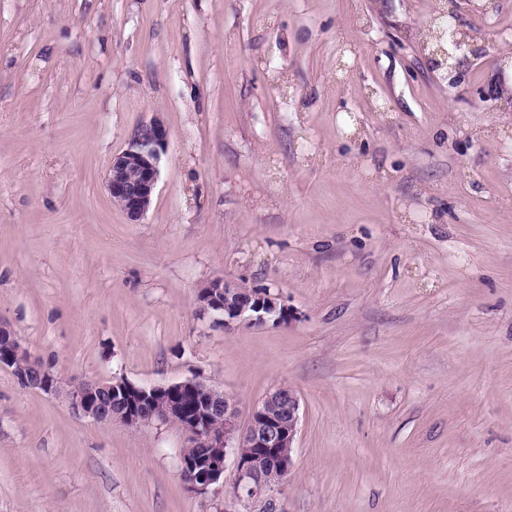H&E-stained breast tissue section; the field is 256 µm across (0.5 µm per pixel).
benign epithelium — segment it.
I'll list each match as a JSON object with an SVG mask.
<instances>
[{
	"mask_svg": "<svg viewBox=\"0 0 512 512\" xmlns=\"http://www.w3.org/2000/svg\"><path fill=\"white\" fill-rule=\"evenodd\" d=\"M458 5L431 20L438 36L430 64L451 87L461 81L460 66L467 43L459 37ZM169 142V129L155 117L140 125L126 150L112 158L106 188L112 202L132 224L140 223L149 211L160 177V161ZM202 311L219 317L227 326L234 321L262 323L274 315L282 322L292 319L291 308L281 295L266 291L249 295L224 278H216L200 289ZM12 370L18 383L30 389L63 398L78 415L99 423L119 421L130 427H148L178 422L190 448H217L197 461L179 459L180 476L187 489L205 495L224 482L228 459L236 469L238 502L258 504L264 512H282L275 494L277 477L294 467L293 444L298 433L300 402L297 394L278 387L270 391L252 412L247 428L239 430L233 400L218 388L199 379L170 384L139 386L122 377L111 381L59 384L50 370L32 358L7 324L0 321V367ZM278 405L277 413L267 404ZM223 427H213V421Z\"/></svg>",
	"mask_w": 512,
	"mask_h": 512,
	"instance_id": "7a95c632",
	"label": "benign epithelium"
}]
</instances>
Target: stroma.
<instances>
[{
  "instance_id": "1",
  "label": "stroma",
  "mask_w": 512,
  "mask_h": 512,
  "mask_svg": "<svg viewBox=\"0 0 512 512\" xmlns=\"http://www.w3.org/2000/svg\"><path fill=\"white\" fill-rule=\"evenodd\" d=\"M0 0V321L66 378L300 401L283 512H512V0ZM389 112H379L381 103ZM170 132L133 224L108 167ZM222 277L293 320L224 327ZM173 424H99L0 368V512H222ZM458 3H454L453 9L441 12L431 20V25L435 27L438 36L437 49L431 51L434 58H431L430 64L434 71L442 73L444 79L448 80V85L456 87L461 81L460 66L456 63H449L450 60H463L469 51L467 43L459 37L458 25ZM442 42L452 46L449 51ZM437 55H440L437 58Z\"/></svg>"
}]
</instances>
